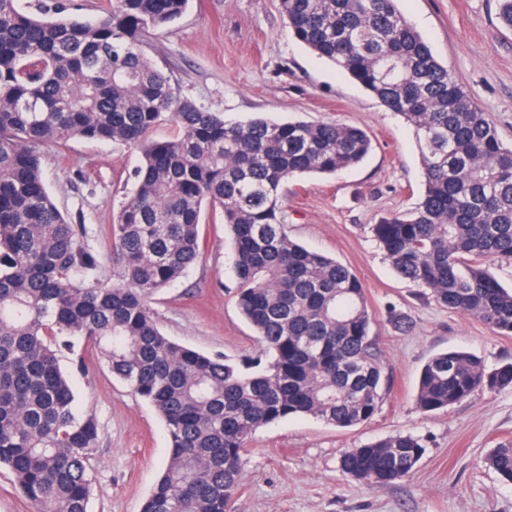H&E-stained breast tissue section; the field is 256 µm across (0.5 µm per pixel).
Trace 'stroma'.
<instances>
[{"label": "stroma", "instance_id": "obj_1", "mask_svg": "<svg viewBox=\"0 0 512 512\" xmlns=\"http://www.w3.org/2000/svg\"><path fill=\"white\" fill-rule=\"evenodd\" d=\"M400 8L512 144V30L497 18L498 0H401ZM144 50L181 97L227 122H336L363 128L372 141L356 167L293 179L282 206L292 239L360 278L388 379L383 399L370 420L350 428L290 417L258 429L244 457L236 512H512V484L485 462L490 448L512 440V388L433 412L416 405L419 371L432 356L463 350L491 369L512 362V336L400 278L373 234L382 217L420 200L423 169L412 127L296 41L279 0H189L175 23L145 34ZM139 158L122 143L82 139L43 152L45 185L68 223L85 227L99 285L112 282L105 229L136 185ZM201 230L203 255L154 296V317L167 336L193 349L258 356V338L235 304L229 235L211 211ZM400 316L409 329L398 327ZM61 366L99 425L88 512H141L169 459L160 416L113 377L102 356L78 346L62 352ZM399 434L425 447L409 477L372 486L341 472L345 449Z\"/></svg>", "mask_w": 512, "mask_h": 512}]
</instances>
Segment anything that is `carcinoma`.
Masks as SVG:
<instances>
[{
	"mask_svg": "<svg viewBox=\"0 0 512 512\" xmlns=\"http://www.w3.org/2000/svg\"><path fill=\"white\" fill-rule=\"evenodd\" d=\"M294 37L412 127L424 171L414 210L372 231L397 274L437 303L512 335V289L489 272L512 265V145L407 22L399 0H279ZM188 0H112L88 20L43 18L0 0V466L35 512H88L99 441L62 348L82 338L113 376L160 414L170 455L142 512H235L252 434L289 416L338 427L371 419L387 384L365 290L336 259L288 235L289 179L331 175L371 150L354 126L253 118L229 123L177 95L142 36ZM164 121L163 142L152 138ZM137 149L136 187L109 225L112 286L48 192L41 157L73 138ZM233 242L236 303L263 357L208 355L166 336L149 303L207 241L202 209ZM512 386L463 351L422 367L416 405L452 407ZM425 453L406 434L346 449L343 474L367 485L407 477ZM485 463L512 482V440Z\"/></svg>",
	"mask_w": 512,
	"mask_h": 512,
	"instance_id": "carcinoma-1",
	"label": "carcinoma"
}]
</instances>
